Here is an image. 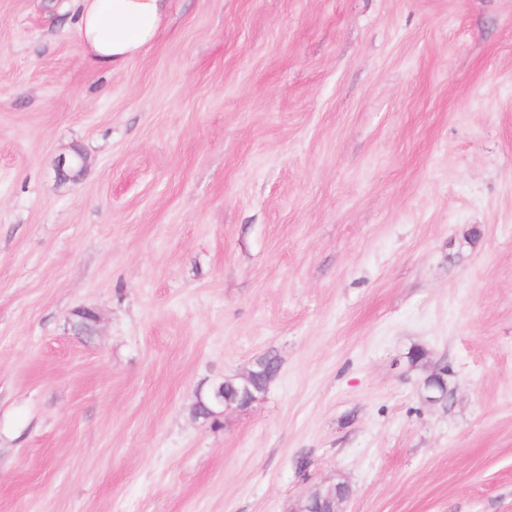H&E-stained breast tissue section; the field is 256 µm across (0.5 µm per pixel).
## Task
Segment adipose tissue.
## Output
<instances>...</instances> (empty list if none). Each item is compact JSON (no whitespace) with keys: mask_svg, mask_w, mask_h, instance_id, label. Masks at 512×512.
I'll return each instance as SVG.
<instances>
[{"mask_svg":"<svg viewBox=\"0 0 512 512\" xmlns=\"http://www.w3.org/2000/svg\"><path fill=\"white\" fill-rule=\"evenodd\" d=\"M165 11L166 0H81L76 30L95 62L114 72L154 37Z\"/></svg>","mask_w":512,"mask_h":512,"instance_id":"ef3b65f1","label":"adipose tissue"}]
</instances>
